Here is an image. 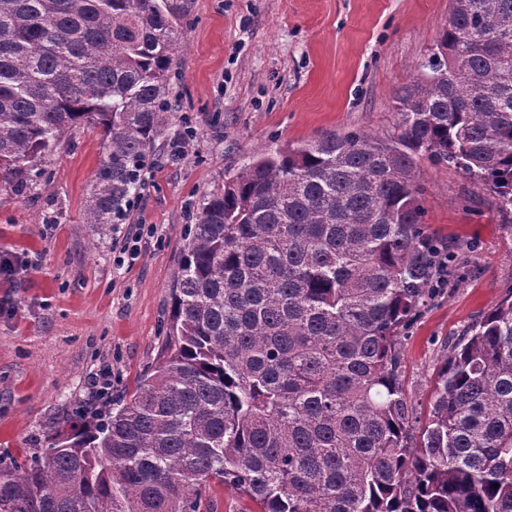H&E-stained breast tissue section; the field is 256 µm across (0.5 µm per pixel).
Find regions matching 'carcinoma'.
Returning a JSON list of instances; mask_svg holds the SVG:
<instances>
[{
    "label": "carcinoma",
    "mask_w": 512,
    "mask_h": 512,
    "mask_svg": "<svg viewBox=\"0 0 512 512\" xmlns=\"http://www.w3.org/2000/svg\"><path fill=\"white\" fill-rule=\"evenodd\" d=\"M183 0H0V181L100 132L88 224H122L172 120ZM385 137L276 150L205 197L154 373L0 465V512H512V295L465 327L427 424L397 330L461 244L424 222L419 161L485 185L512 223V0H452ZM214 500L220 502L218 512H252L249 510H256L255 504L248 497L225 485L224 487L216 486Z\"/></svg>",
    "instance_id": "carcinoma-1"
}]
</instances>
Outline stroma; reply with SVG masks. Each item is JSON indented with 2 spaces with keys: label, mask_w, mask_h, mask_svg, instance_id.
<instances>
[{
  "label": "stroma",
  "mask_w": 512,
  "mask_h": 512,
  "mask_svg": "<svg viewBox=\"0 0 512 512\" xmlns=\"http://www.w3.org/2000/svg\"><path fill=\"white\" fill-rule=\"evenodd\" d=\"M451 0H188L186 46L172 79L178 112L156 139L126 223H86L102 148L78 128L45 157L25 192L0 186V454L36 451L91 380L112 371L130 398L163 357L172 288L201 200L252 157L326 134L379 137L397 121L394 93L448 23ZM196 136L185 154L176 143ZM425 222L463 243L468 272L448 279L401 331L399 376L426 421L433 383L462 330L512 290V225L491 193L421 160ZM140 224L156 228L133 266L116 256Z\"/></svg>",
  "instance_id": "35a3bbf8"
}]
</instances>
